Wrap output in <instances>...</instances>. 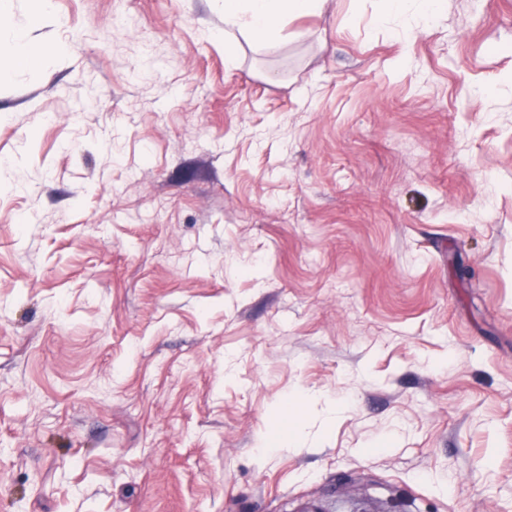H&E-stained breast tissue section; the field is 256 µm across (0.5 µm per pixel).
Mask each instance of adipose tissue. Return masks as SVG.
<instances>
[{
    "instance_id": "1",
    "label": "adipose tissue",
    "mask_w": 512,
    "mask_h": 512,
    "mask_svg": "<svg viewBox=\"0 0 512 512\" xmlns=\"http://www.w3.org/2000/svg\"><path fill=\"white\" fill-rule=\"evenodd\" d=\"M327 0H224V23L262 43L290 16L322 11Z\"/></svg>"
}]
</instances>
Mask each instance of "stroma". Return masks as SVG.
<instances>
[{
	"label": "stroma",
	"instance_id": "obj_1",
	"mask_svg": "<svg viewBox=\"0 0 512 512\" xmlns=\"http://www.w3.org/2000/svg\"><path fill=\"white\" fill-rule=\"evenodd\" d=\"M383 7L0 0V512H512V0ZM328 0H224V24L262 43L285 18L322 11ZM389 8L394 15H406L414 11L416 22L426 24L431 21L441 4V0H387Z\"/></svg>",
	"mask_w": 512,
	"mask_h": 512
}]
</instances>
